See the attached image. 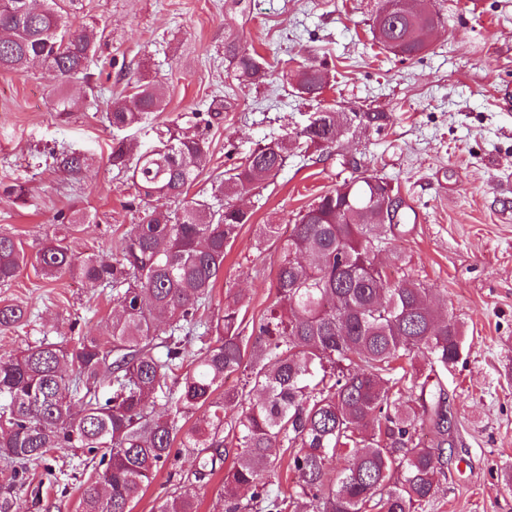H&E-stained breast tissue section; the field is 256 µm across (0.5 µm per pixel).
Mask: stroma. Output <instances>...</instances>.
Listing matches in <instances>:
<instances>
[{"mask_svg":"<svg viewBox=\"0 0 512 512\" xmlns=\"http://www.w3.org/2000/svg\"><path fill=\"white\" fill-rule=\"evenodd\" d=\"M444 23L430 48L404 59L374 46L369 32L376 0H73L74 26L106 30L87 79L63 85L51 74L0 70V232L36 253L58 235V215H85L70 240L75 255L111 258L143 212L126 175L112 167V149H153L172 130L201 137L210 165L190 188L209 189L216 176L258 145L307 123L318 101L294 95L282 74L295 64L327 63L336 75L322 101L389 113L381 132L351 129L340 143L365 169L386 178L406 202L404 232L380 261L390 279L408 277L430 288L435 307L464 327L460 359L431 367L417 355L397 372L411 391L417 374L435 371L448 392L455 425L453 455L424 512H512V204L496 190L512 181V0H436ZM252 46L273 75L255 88L232 80L224 41ZM166 90L164 111L132 128L106 119L108 100L128 95L141 74ZM78 98L75 112H58L60 93ZM211 112L207 122L188 113ZM63 152L83 155L80 178L60 170ZM350 173L336 154L293 155L274 183L239 198L251 212L224 257L203 313L212 318L227 291L244 294L245 322L275 299L280 252L257 249L260 225L288 235L296 214ZM26 184L31 199L14 201L6 188ZM27 305V322L0 328V356L39 341L67 345L94 336L113 307L112 291L66 277L43 279L23 267L0 284V305ZM194 468L181 453L159 469L132 512H158L168 491ZM90 469L77 448L53 449L46 464L19 477L0 458V490L17 512H80Z\"/></svg>","mask_w":512,"mask_h":512,"instance_id":"35a3bbf8","label":"stroma"}]
</instances>
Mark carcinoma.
Instances as JSON below:
<instances>
[{"instance_id":"carcinoma-1","label":"carcinoma","mask_w":512,"mask_h":512,"mask_svg":"<svg viewBox=\"0 0 512 512\" xmlns=\"http://www.w3.org/2000/svg\"><path fill=\"white\" fill-rule=\"evenodd\" d=\"M0 0V70L25 74L40 66L65 81L84 73L105 40V30L74 28L61 0ZM378 0L370 24L383 50L410 59L425 52L442 23L435 0ZM224 60L243 85L267 80L264 58L241 44L224 43ZM294 93L320 97L329 85L321 62L293 74ZM165 89L138 78L134 91L107 105L115 128L140 124L165 109ZM391 120L370 108L321 106L308 124L285 138L258 146L212 183L211 193L187 198L210 164L205 142L167 131L160 146L133 155L112 148V166L128 174L141 202L163 198L173 210L154 207L121 239L110 261L80 258L65 238L36 254L42 276H75L109 286L115 310L99 335L70 346L42 341L0 357V456L19 472L46 460L54 448H80L94 461L82 496V512H131V504L172 454L174 443L195 456L199 482L223 468L229 449L236 462L224 473L225 512H289L291 502L272 492L273 450L288 455L298 494L313 512H415L436 493L448 464L451 417L441 384H419L417 398L394 389V363L422 351L432 364L458 361L461 325L426 301L428 288L403 278L392 282L377 262L397 223L383 206L391 183L356 159L341 164L358 172L299 211L287 239L278 225L262 224L258 244L280 242L276 300L242 335L245 298L228 294L216 318L199 309L211 298L226 248L252 214L233 198L271 182L285 167L289 146L329 152L351 127L383 130ZM72 177L87 166L76 153L57 158ZM28 263L20 241L0 233V283ZM28 308L0 306V327L23 322ZM216 337H211V334ZM179 374L180 394L159 410L151 395ZM239 373L242 389L213 398L224 377ZM112 395L102 398L103 382ZM89 399L78 412L72 392ZM249 401L237 417L229 407ZM201 413L183 429L180 420ZM351 463L327 477L330 461ZM250 490L245 502L240 489ZM159 512H196L192 487L179 484Z\"/></svg>"}]
</instances>
